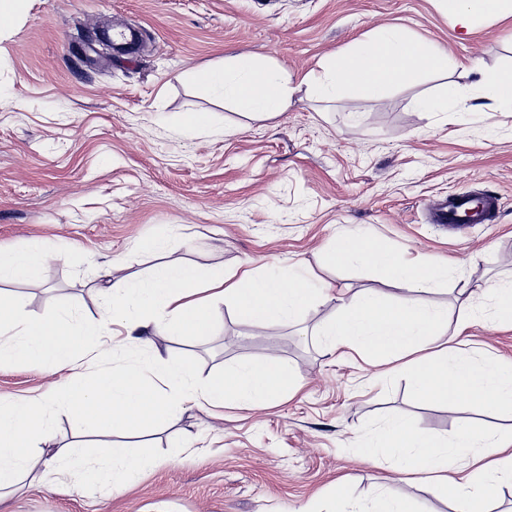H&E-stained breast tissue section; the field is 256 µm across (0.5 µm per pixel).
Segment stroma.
I'll use <instances>...</instances> for the list:
<instances>
[{"mask_svg": "<svg viewBox=\"0 0 512 512\" xmlns=\"http://www.w3.org/2000/svg\"><path fill=\"white\" fill-rule=\"evenodd\" d=\"M388 26L447 54V73L374 100L296 93L266 119L190 88L191 72L254 54L294 77ZM138 29L136 52L114 29ZM512 67V18L466 31L440 0H23L0 25V247L62 246L37 279L6 282L29 315L72 308L102 313L99 287L156 261L148 240L204 273L304 266L351 297L381 288L377 272L331 268L324 248L355 229L408 258L449 270L431 302L457 316L464 282L512 274V110L464 105L420 112L418 98L446 82L471 89L470 61ZM212 114L210 131L176 129L186 113ZM469 191L499 197L493 225L458 240L432 208ZM335 302L297 325L253 324L230 304L212 309L208 336L155 344L200 378L239 360H281L301 388L254 408H198L146 438L160 463L112 497L32 475L0 512H293L344 486L369 505L379 488L419 512H451L427 484L390 481L360 448L394 415L434 436L452 431L468 404L418 403L403 376L374 378L353 351L327 350L316 331ZM51 378L16 361L0 365V397L32 396ZM188 450L168 461L172 443Z\"/></svg>", "mask_w": 512, "mask_h": 512, "instance_id": "stroma-1", "label": "stroma"}]
</instances>
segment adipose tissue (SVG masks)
<instances>
[{"label":"adipose tissue","mask_w":512,"mask_h":512,"mask_svg":"<svg viewBox=\"0 0 512 512\" xmlns=\"http://www.w3.org/2000/svg\"><path fill=\"white\" fill-rule=\"evenodd\" d=\"M464 28L512 15V0H443ZM482 98L512 104V68L489 71L470 62ZM151 250L164 256L146 271L102 289L105 316L87 321L65 308L28 316L21 300L0 291V363L19 358L57 375L56 384L36 398L0 400V489L23 481L38 467L78 484L110 489L134 482L157 460L140 437L177 417L184 403L252 407L273 402L298 382L288 365L247 360L200 381L191 365L154 348L156 336L191 338L211 329L213 302L230 300L239 314L262 325H291L321 300L335 302L336 314L317 330L332 351L352 349L369 362L401 361L413 395L423 401H463L489 412L512 411V361L490 360L465 350L463 334L471 321L512 323V280L492 288L475 284L489 300L488 310L467 308L456 322L436 308L427 293L448 281V270L433 259L411 263L361 233L343 235L323 257L326 265L354 263L373 268L384 280L404 285L407 297L365 289L350 299L305 269L288 275L255 273L232 287L220 276L205 277L184 266L160 238ZM49 257L41 248H0V281L37 277ZM211 294L196 298L200 284ZM124 327L132 344L146 349L145 360L114 364L113 325ZM66 416L76 434L122 429L125 441L112 444L106 461H89V446H55V419ZM476 449L471 460L459 451ZM371 462L388 457L394 479L429 483L448 500L452 512H486L503 486L512 485V433L497 434L465 421L437 438L403 416L388 424L362 448Z\"/></svg>","instance_id":"adipose-tissue-1"}]
</instances>
